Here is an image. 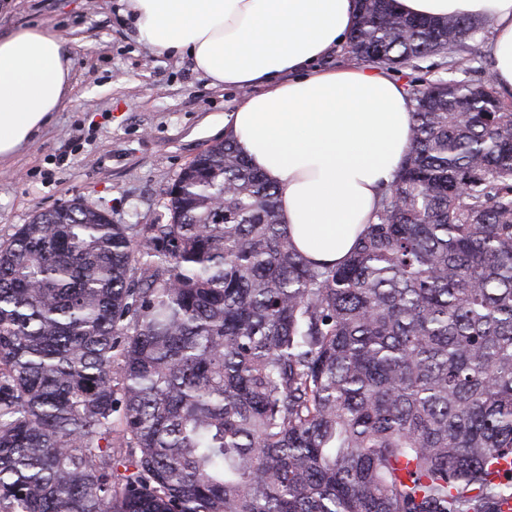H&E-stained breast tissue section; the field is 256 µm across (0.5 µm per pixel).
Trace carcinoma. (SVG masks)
I'll use <instances>...</instances> for the list:
<instances>
[{"label": "carcinoma", "instance_id": "carcinoma-1", "mask_svg": "<svg viewBox=\"0 0 512 512\" xmlns=\"http://www.w3.org/2000/svg\"><path fill=\"white\" fill-rule=\"evenodd\" d=\"M357 0L346 51L469 72L485 21ZM412 85L411 145L341 263L233 142L165 224L76 199L0 242V512H499L512 499V105Z\"/></svg>", "mask_w": 512, "mask_h": 512}]
</instances>
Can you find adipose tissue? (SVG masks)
Listing matches in <instances>:
<instances>
[{"label":"adipose tissue","instance_id":"adipose-tissue-1","mask_svg":"<svg viewBox=\"0 0 512 512\" xmlns=\"http://www.w3.org/2000/svg\"><path fill=\"white\" fill-rule=\"evenodd\" d=\"M415 16L490 21L485 52L512 99V0H396ZM141 40L191 58L212 84L247 90L224 133L278 190L282 223L311 261H343L411 143L413 102L392 73L318 61L346 41L356 0H130ZM71 60L45 27L0 38V160L51 122L69 95Z\"/></svg>","mask_w":512,"mask_h":512}]
</instances>
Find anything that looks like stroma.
<instances>
[{"label": "stroma", "instance_id": "stroma-1", "mask_svg": "<svg viewBox=\"0 0 512 512\" xmlns=\"http://www.w3.org/2000/svg\"><path fill=\"white\" fill-rule=\"evenodd\" d=\"M43 26L67 42L72 92L38 139L0 163V239L81 198L116 224H163L176 175L224 140L245 91L139 41L129 0H0V37Z\"/></svg>", "mask_w": 512, "mask_h": 512}]
</instances>
